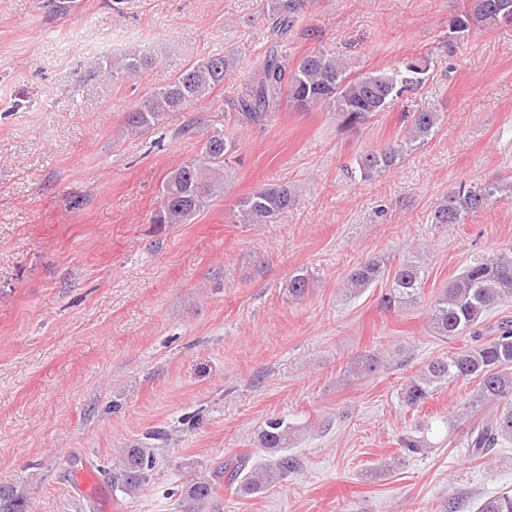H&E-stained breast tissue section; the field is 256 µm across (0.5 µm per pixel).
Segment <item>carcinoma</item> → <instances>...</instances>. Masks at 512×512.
Wrapping results in <instances>:
<instances>
[{
    "instance_id": "cac0c4a2",
    "label": "carcinoma",
    "mask_w": 512,
    "mask_h": 512,
    "mask_svg": "<svg viewBox=\"0 0 512 512\" xmlns=\"http://www.w3.org/2000/svg\"><path fill=\"white\" fill-rule=\"evenodd\" d=\"M316 0H266L272 20V36L279 40ZM512 24V0H469L464 12L449 25L448 42L463 38L475 25ZM156 53L143 49L106 57L93 78L107 85H118L156 62ZM431 58L424 52L404 59L398 66L353 76L348 65L331 49L320 48L302 56L294 66L279 52L278 44L268 47L247 92L239 100L238 121L263 125L286 99L296 110L321 109L331 112L343 127L354 128L395 101L420 88L428 78ZM241 65L240 55L213 54L180 69L164 86L157 88L127 113L128 133L139 135L159 126L169 112L185 110L207 98L224 85V79ZM406 133L383 146L370 149L357 159L363 180H371L400 164L408 152L425 142L440 122V113L429 109L407 112ZM236 152L235 141L224 129L213 128L201 139L199 152L169 171L161 181L160 205L151 218L153 224H189L216 198L224 197V165ZM508 184L462 183L435 208L432 223L445 226L463 224L468 216L482 210ZM294 188L286 184H265L237 202L239 221L244 224H270L293 205ZM390 280L379 305L387 313L400 311L421 298L427 279L419 257L408 255L386 270L377 261H368L349 271L345 288L360 291L382 278ZM311 288L310 278L295 274L288 281V294L299 300ZM512 300V252L481 256L467 267L430 302L429 329L436 338L447 341L467 337L466 347L431 360L407 379L402 399L417 411L438 392L458 382L478 380L477 388L465 401L440 418L448 430L467 418V448L474 460L512 442V320L492 323L490 314ZM384 364L381 352L372 350L350 366L353 377L362 378ZM427 422L415 426L401 439L407 456L433 448ZM290 426L283 418H270L260 432L263 448L276 454L274 461L250 463V456L231 458L209 473L185 481L178 495L180 512H200L219 497L226 487L238 496H251L283 481L298 467L288 456ZM156 465L151 448H124L118 461L105 472L112 494L134 496L143 490ZM0 512H32L31 499L24 486L0 482ZM477 512H512V492L505 490L482 501Z\"/></svg>"
}]
</instances>
